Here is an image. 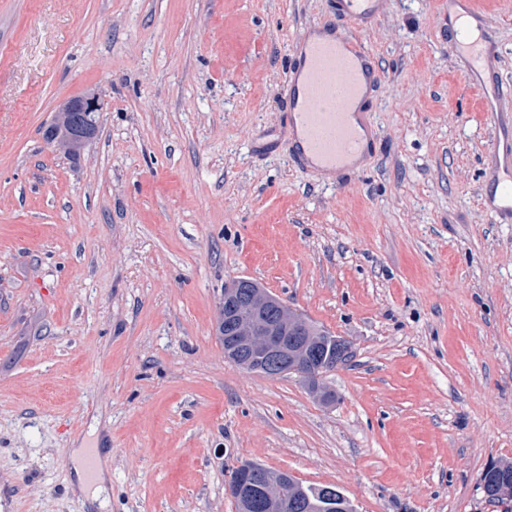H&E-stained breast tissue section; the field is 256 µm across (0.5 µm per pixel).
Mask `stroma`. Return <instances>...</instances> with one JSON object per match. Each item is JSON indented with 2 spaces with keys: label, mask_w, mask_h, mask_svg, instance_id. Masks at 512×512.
<instances>
[{
  "label": "stroma",
  "mask_w": 512,
  "mask_h": 512,
  "mask_svg": "<svg viewBox=\"0 0 512 512\" xmlns=\"http://www.w3.org/2000/svg\"><path fill=\"white\" fill-rule=\"evenodd\" d=\"M512 83V0H476ZM448 0H0V512H238L246 462L355 512H512V224L479 201L494 136L448 51ZM358 33L378 91L361 172L278 140L290 46ZM104 101L80 154L45 131ZM343 338L321 380L227 361L226 283ZM101 449L108 505L72 449ZM378 4L377 0H336V9L341 16L363 25L376 17ZM483 493L489 502L504 503L511 501L505 489L512 488V463H493L489 465L481 479Z\"/></svg>",
  "instance_id": "stroma-1"
}]
</instances>
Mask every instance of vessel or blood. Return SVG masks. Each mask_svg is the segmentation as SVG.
I'll return each mask as SVG.
<instances>
[{
	"instance_id": "1",
	"label": "vessel or blood",
	"mask_w": 512,
	"mask_h": 512,
	"mask_svg": "<svg viewBox=\"0 0 512 512\" xmlns=\"http://www.w3.org/2000/svg\"><path fill=\"white\" fill-rule=\"evenodd\" d=\"M341 16L363 25L379 12L378 0H336ZM448 45L470 81L491 88L484 110L496 127L512 123V87L498 71L500 47L476 6L448 0ZM288 69V152L309 171L337 178L358 171L376 133L362 103L374 85L371 54L335 28L313 25L292 48ZM481 204L499 223H512V146L494 141L484 169Z\"/></svg>"
}]
</instances>
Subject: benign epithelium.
<instances>
[{
    "mask_svg": "<svg viewBox=\"0 0 512 512\" xmlns=\"http://www.w3.org/2000/svg\"><path fill=\"white\" fill-rule=\"evenodd\" d=\"M102 109L103 103L97 95L71 100L64 108L66 112H80L85 117L87 126L83 142L86 144L97 134V118ZM269 302L268 293L254 288L250 280L242 278L225 286L222 300L224 358L268 376L294 373L320 381L323 374L331 370L332 362L314 357L311 337L294 335L299 314L281 305L278 314L269 317L265 312ZM281 481H286V477L267 481L263 487L264 496L277 512H288V504L277 498L276 490Z\"/></svg>",
    "mask_w": 512,
    "mask_h": 512,
    "instance_id": "obj_1",
    "label": "benign epithelium"
}]
</instances>
